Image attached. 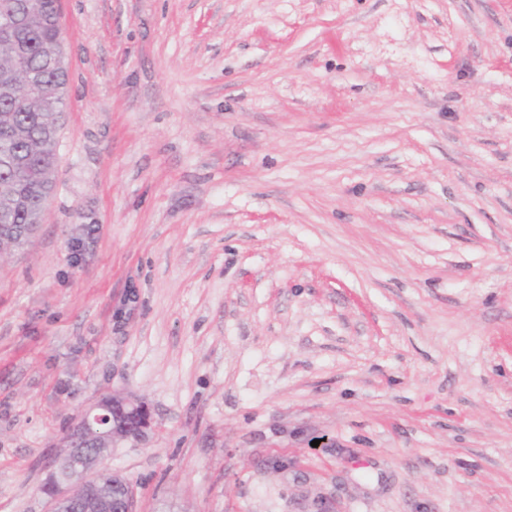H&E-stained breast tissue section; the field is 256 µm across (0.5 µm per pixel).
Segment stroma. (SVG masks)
Listing matches in <instances>:
<instances>
[{"label": "stroma", "mask_w": 512, "mask_h": 512, "mask_svg": "<svg viewBox=\"0 0 512 512\" xmlns=\"http://www.w3.org/2000/svg\"><path fill=\"white\" fill-rule=\"evenodd\" d=\"M60 6L0 512L112 393L139 512H512V0Z\"/></svg>", "instance_id": "stroma-1"}]
</instances>
